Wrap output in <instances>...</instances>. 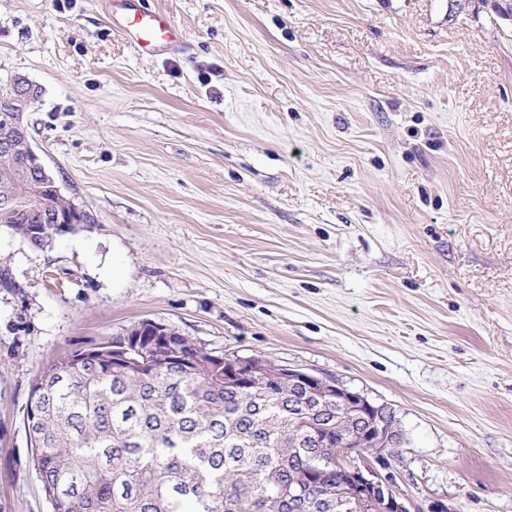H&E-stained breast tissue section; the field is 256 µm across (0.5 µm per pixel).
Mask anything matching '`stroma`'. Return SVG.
<instances>
[{"label": "stroma", "instance_id": "stroma-1", "mask_svg": "<svg viewBox=\"0 0 512 512\" xmlns=\"http://www.w3.org/2000/svg\"><path fill=\"white\" fill-rule=\"evenodd\" d=\"M0 0V83L94 223L0 227V512H49L36 375L141 320L387 404L411 512H512V23L457 0ZM139 53H149L167 45L175 47L180 40V33L163 15L136 9L122 29Z\"/></svg>", "mask_w": 512, "mask_h": 512}]
</instances>
